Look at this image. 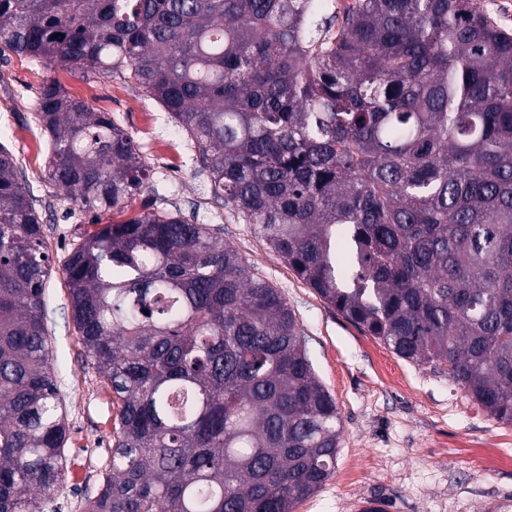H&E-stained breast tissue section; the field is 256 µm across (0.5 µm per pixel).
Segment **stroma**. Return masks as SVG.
<instances>
[{
    "instance_id": "stroma-1",
    "label": "stroma",
    "mask_w": 512,
    "mask_h": 512,
    "mask_svg": "<svg viewBox=\"0 0 512 512\" xmlns=\"http://www.w3.org/2000/svg\"><path fill=\"white\" fill-rule=\"evenodd\" d=\"M56 79L73 96L112 115L151 170L125 211L90 216L49 183L47 136L35 119L40 86ZM0 144L12 152L44 233L53 273L44 290L46 328L68 426L67 464L50 503L85 512L110 468L120 403L86 356L62 270L98 225L143 208L180 211L220 237L278 288L306 338L316 374L342 421L336 467L294 512H491L512 505V425L473 404L447 376L398 357L362 333L269 251L232 206L215 201L196 151L170 114L121 75L91 81L28 57L0 56Z\"/></svg>"
}]
</instances>
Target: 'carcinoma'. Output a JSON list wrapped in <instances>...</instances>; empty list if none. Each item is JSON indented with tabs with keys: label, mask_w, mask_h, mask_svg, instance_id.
<instances>
[{
	"label": "carcinoma",
	"mask_w": 512,
	"mask_h": 512,
	"mask_svg": "<svg viewBox=\"0 0 512 512\" xmlns=\"http://www.w3.org/2000/svg\"><path fill=\"white\" fill-rule=\"evenodd\" d=\"M0 0V55L120 74L213 198L348 321L512 424V33L474 0ZM49 181L90 211L150 180L132 136L39 88ZM121 409L85 512H292L341 418L279 289L181 213L106 224L64 266ZM42 225L0 145V512H47L67 424Z\"/></svg>",
	"instance_id": "cac0c4a2"
}]
</instances>
